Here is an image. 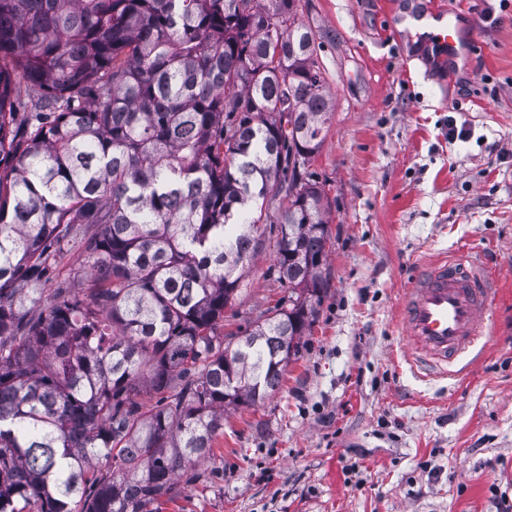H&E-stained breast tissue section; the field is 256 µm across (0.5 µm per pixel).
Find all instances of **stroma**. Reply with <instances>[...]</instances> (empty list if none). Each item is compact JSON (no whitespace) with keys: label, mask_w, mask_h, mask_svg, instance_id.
<instances>
[{"label":"stroma","mask_w":512,"mask_h":512,"mask_svg":"<svg viewBox=\"0 0 512 512\" xmlns=\"http://www.w3.org/2000/svg\"><path fill=\"white\" fill-rule=\"evenodd\" d=\"M424 2L482 53L433 59L395 26L400 0H297L330 104L308 166L330 200L322 298L279 388L226 407L210 459L160 512H496L495 496L512 500V0ZM286 204L268 210L225 341L288 300L272 232ZM466 250L497 285L495 325L451 376L428 377L410 359L402 298Z\"/></svg>","instance_id":"35a3bbf8"}]
</instances>
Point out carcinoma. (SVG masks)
<instances>
[{
	"label": "carcinoma",
	"mask_w": 512,
	"mask_h": 512,
	"mask_svg": "<svg viewBox=\"0 0 512 512\" xmlns=\"http://www.w3.org/2000/svg\"><path fill=\"white\" fill-rule=\"evenodd\" d=\"M253 2L0 0V512H158L314 322L326 81L296 0ZM281 195L288 308L232 350ZM72 250L89 288L53 279Z\"/></svg>",
	"instance_id": "carcinoma-1"
}]
</instances>
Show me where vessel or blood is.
Wrapping results in <instances>:
<instances>
[{"label":"vessel or blood","instance_id":"1","mask_svg":"<svg viewBox=\"0 0 512 512\" xmlns=\"http://www.w3.org/2000/svg\"><path fill=\"white\" fill-rule=\"evenodd\" d=\"M420 23L418 41L456 59L462 49L454 19L429 12L421 5L401 15L397 23L410 28ZM494 288L481 273L479 260L458 253L416 276L403 299L402 324L418 363L447 368L450 360L490 332L489 308Z\"/></svg>","mask_w":512,"mask_h":512}]
</instances>
